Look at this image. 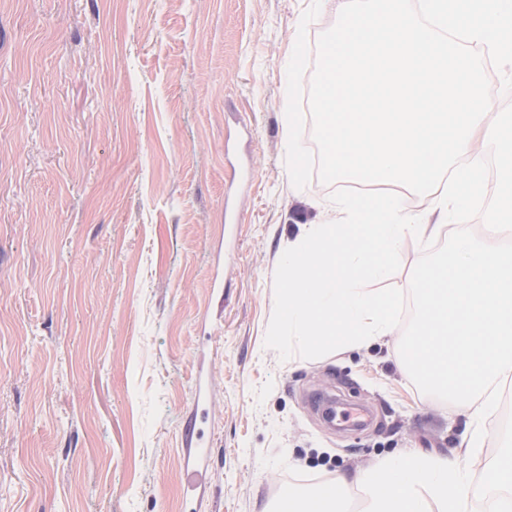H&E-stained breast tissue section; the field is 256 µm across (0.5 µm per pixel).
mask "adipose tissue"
I'll return each instance as SVG.
<instances>
[{
	"label": "adipose tissue",
	"mask_w": 512,
	"mask_h": 512,
	"mask_svg": "<svg viewBox=\"0 0 512 512\" xmlns=\"http://www.w3.org/2000/svg\"><path fill=\"white\" fill-rule=\"evenodd\" d=\"M365 493L364 512H469L466 475L446 458L415 455L383 459L359 477Z\"/></svg>",
	"instance_id": "ef3b65f1"
}]
</instances>
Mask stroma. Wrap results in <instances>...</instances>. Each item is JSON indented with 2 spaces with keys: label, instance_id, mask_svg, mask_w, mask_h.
<instances>
[{
  "label": "stroma",
  "instance_id": "obj_1",
  "mask_svg": "<svg viewBox=\"0 0 512 512\" xmlns=\"http://www.w3.org/2000/svg\"><path fill=\"white\" fill-rule=\"evenodd\" d=\"M311 0H0V512H273L387 457L481 487L512 388L469 454L401 329L281 360L278 262L339 220L288 178L286 69ZM324 394L369 425L331 426ZM201 438L187 482L183 429Z\"/></svg>",
  "mask_w": 512,
  "mask_h": 512
}]
</instances>
